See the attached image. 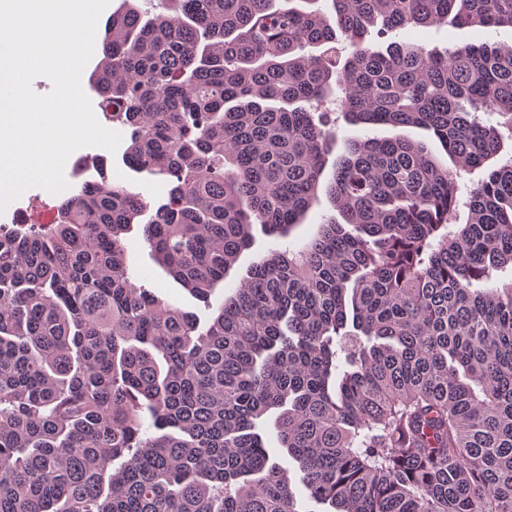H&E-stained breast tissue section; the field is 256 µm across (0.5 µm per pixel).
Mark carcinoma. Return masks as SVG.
Returning <instances> with one entry per match:
<instances>
[{"label": "carcinoma", "instance_id": "cac0c4a2", "mask_svg": "<svg viewBox=\"0 0 512 512\" xmlns=\"http://www.w3.org/2000/svg\"><path fill=\"white\" fill-rule=\"evenodd\" d=\"M159 0L112 17L90 85L150 209L84 181L53 224L0 225V512H512V45L369 39L512 27V0ZM352 126L415 128L336 144ZM331 177H326L327 168ZM206 329L132 279L209 300L319 190ZM272 411L276 440L266 447ZM332 215H336V218L341 221L338 213L331 208L325 195L320 193L319 204H316L310 210L304 224L291 238L286 240L267 238L261 234L258 228L255 231L256 243L254 247L243 255L230 277L211 295L209 306L174 282L150 258L149 249L142 238V226L139 224H134L133 230L126 235L125 239L130 269L138 285H143L159 298L185 311L194 313L199 328L202 330L208 326L213 310L223 300L224 293H230L246 275L250 263L264 257L270 248L279 250L296 248L298 244L310 238L316 232L318 224Z\"/></svg>", "mask_w": 512, "mask_h": 512}]
</instances>
